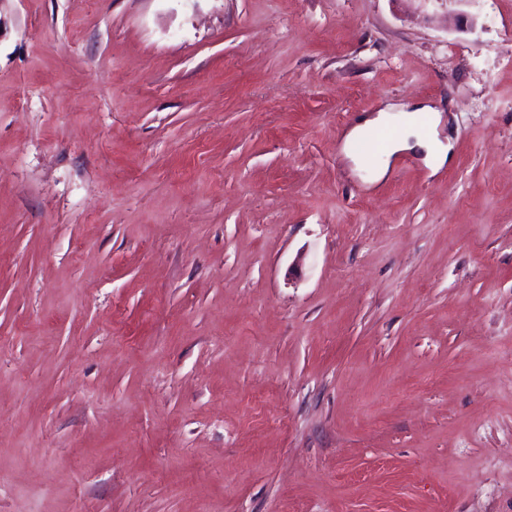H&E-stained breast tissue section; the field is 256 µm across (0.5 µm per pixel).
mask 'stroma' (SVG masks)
I'll use <instances>...</instances> for the list:
<instances>
[{
    "mask_svg": "<svg viewBox=\"0 0 512 512\" xmlns=\"http://www.w3.org/2000/svg\"><path fill=\"white\" fill-rule=\"evenodd\" d=\"M0 512H512V0H0ZM405 113V122L402 126L404 132L389 142L383 154L384 158L377 162L373 177L375 181L386 175L393 155L413 150L416 147L424 153L423 161L426 164L438 162L442 165L449 159L451 144L448 143L446 146L437 138L436 127L440 121L439 112L430 106H423L413 111H405ZM390 112L382 110L376 115H368L361 118L360 123L354 126L346 136V145L357 139L362 133L371 128H386L391 119Z\"/></svg>",
    "mask_w": 512,
    "mask_h": 512,
    "instance_id": "35a3bbf8",
    "label": "stroma"
}]
</instances>
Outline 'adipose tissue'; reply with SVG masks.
<instances>
[{"label":"adipose tissue","instance_id":"ef3b65f1","mask_svg":"<svg viewBox=\"0 0 512 512\" xmlns=\"http://www.w3.org/2000/svg\"><path fill=\"white\" fill-rule=\"evenodd\" d=\"M439 121L438 111L429 106L406 112L403 132L389 142L383 158L377 162L375 179H382L386 175L393 155L415 148L421 149L425 163H445L451 149L437 137Z\"/></svg>","mask_w":512,"mask_h":512}]
</instances>
